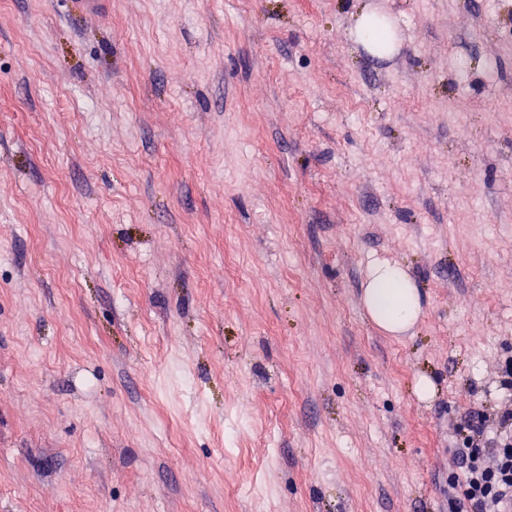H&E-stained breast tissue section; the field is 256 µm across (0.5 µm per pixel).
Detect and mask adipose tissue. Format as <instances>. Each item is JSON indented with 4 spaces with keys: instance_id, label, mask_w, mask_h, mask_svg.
<instances>
[{
    "instance_id": "ef3b65f1",
    "label": "adipose tissue",
    "mask_w": 512,
    "mask_h": 512,
    "mask_svg": "<svg viewBox=\"0 0 512 512\" xmlns=\"http://www.w3.org/2000/svg\"><path fill=\"white\" fill-rule=\"evenodd\" d=\"M362 302L372 322L389 335L403 334L422 313L419 291L397 262L378 261L370 266Z\"/></svg>"
}]
</instances>
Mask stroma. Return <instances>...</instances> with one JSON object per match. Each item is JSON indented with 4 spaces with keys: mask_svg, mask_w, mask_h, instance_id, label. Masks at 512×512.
I'll list each match as a JSON object with an SVG mask.
<instances>
[{
    "mask_svg": "<svg viewBox=\"0 0 512 512\" xmlns=\"http://www.w3.org/2000/svg\"><path fill=\"white\" fill-rule=\"evenodd\" d=\"M509 354L512 0H0V512H448ZM362 302L372 322L388 335L403 334L422 313L418 288L397 262L377 261L370 266Z\"/></svg>",
    "mask_w": 512,
    "mask_h": 512,
    "instance_id": "obj_1",
    "label": "stroma"
}]
</instances>
